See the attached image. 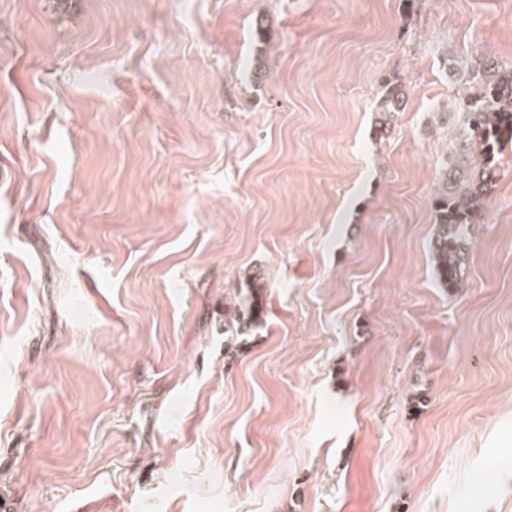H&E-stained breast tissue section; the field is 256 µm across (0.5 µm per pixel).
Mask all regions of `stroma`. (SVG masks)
I'll list each match as a JSON object with an SVG mask.
<instances>
[{
    "instance_id": "stroma-1",
    "label": "stroma",
    "mask_w": 512,
    "mask_h": 512,
    "mask_svg": "<svg viewBox=\"0 0 512 512\" xmlns=\"http://www.w3.org/2000/svg\"><path fill=\"white\" fill-rule=\"evenodd\" d=\"M487 61L512 0H0V503L512 512V143L429 253ZM405 84L399 79L387 80L384 83L382 96L377 104V112H381L385 121L391 119L395 112H402L405 106Z\"/></svg>"
}]
</instances>
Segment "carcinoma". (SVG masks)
I'll list each match as a JSON object with an SVG mask.
<instances>
[{
    "label": "carcinoma",
    "mask_w": 512,
    "mask_h": 512,
    "mask_svg": "<svg viewBox=\"0 0 512 512\" xmlns=\"http://www.w3.org/2000/svg\"><path fill=\"white\" fill-rule=\"evenodd\" d=\"M483 72L486 76L456 102L449 158L441 162L431 200L432 266L437 282L450 293L464 287L470 232L488 215L499 156L504 143L512 141V67L486 62ZM404 106V84L386 81L377 111L388 121Z\"/></svg>",
    "instance_id": "1"
}]
</instances>
